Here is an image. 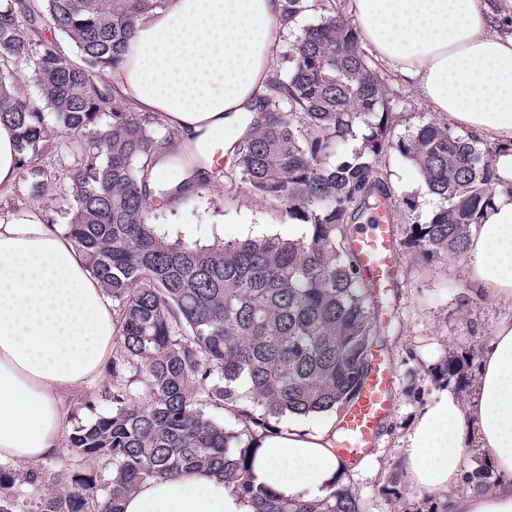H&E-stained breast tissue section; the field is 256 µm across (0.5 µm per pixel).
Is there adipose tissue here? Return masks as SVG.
<instances>
[{
    "label": "adipose tissue",
    "instance_id": "obj_1",
    "mask_svg": "<svg viewBox=\"0 0 512 512\" xmlns=\"http://www.w3.org/2000/svg\"><path fill=\"white\" fill-rule=\"evenodd\" d=\"M354 21L379 60L413 82L449 124L512 143V35L489 0H353ZM288 0H167L136 24L113 94L181 131L210 156L247 130L269 92L273 48ZM475 296L512 302V195L475 225L465 254ZM112 299L58 225L38 208L0 217V464L23 468L58 455L72 409L112 363ZM336 423H296L265 437L253 459L257 483L307 498L335 483ZM479 449L500 475L496 490H465L461 458ZM412 488L449 494V512H512V319L485 342L468 402L451 393L428 406L408 434ZM124 512H253L204 472L149 479Z\"/></svg>",
    "mask_w": 512,
    "mask_h": 512
}]
</instances>
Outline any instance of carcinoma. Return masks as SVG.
Wrapping results in <instances>:
<instances>
[{
  "mask_svg": "<svg viewBox=\"0 0 512 512\" xmlns=\"http://www.w3.org/2000/svg\"><path fill=\"white\" fill-rule=\"evenodd\" d=\"M165 2L0 0V122L17 130L21 169L37 186L51 177L37 161L57 135L77 144L66 234L112 297L118 327L110 386L82 403L89 418L76 419L65 440L68 464L0 466V512H122L145 480L204 469L253 512H364L343 488L282 499L255 485L250 464L257 442L280 432L287 414L336 412L341 449L344 418L387 348L375 316L381 295L353 248L360 218L388 219L376 213L386 196L379 167L392 143L382 80L340 16L305 28L288 79L272 82L249 133L226 153L227 166L258 196L288 204L305 233L169 242L149 223L151 202L204 191L224 166L195 154L186 181L155 190L160 156L186 161L178 130L129 111L96 79L118 68L137 20ZM48 30L67 37L77 58L47 41ZM21 67L48 111L17 92ZM358 130L361 146L334 161ZM397 148L441 200L427 222L411 225L404 246L464 257L499 184L491 154L435 120Z\"/></svg>",
  "mask_w": 512,
  "mask_h": 512,
  "instance_id": "1",
  "label": "carcinoma"
}]
</instances>
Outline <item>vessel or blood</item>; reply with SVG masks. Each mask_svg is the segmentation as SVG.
I'll list each match as a JSON object with an SVG mask.
<instances>
[{"label":"vessel or blood","mask_w":512,"mask_h":512,"mask_svg":"<svg viewBox=\"0 0 512 512\" xmlns=\"http://www.w3.org/2000/svg\"><path fill=\"white\" fill-rule=\"evenodd\" d=\"M395 247L396 240L391 227L384 223L367 225L355 239V249L364 272L375 287L391 286L395 273ZM392 382L391 369L383 364H374L357 404L344 419V428L352 438L351 444L344 450L346 457L358 462L365 458L374 435L391 411Z\"/></svg>","instance_id":"obj_1"}]
</instances>
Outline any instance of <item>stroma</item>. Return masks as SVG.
Returning <instances> with one entry per match:
<instances>
[{"label":"stroma","mask_w":512,"mask_h":512,"mask_svg":"<svg viewBox=\"0 0 512 512\" xmlns=\"http://www.w3.org/2000/svg\"><path fill=\"white\" fill-rule=\"evenodd\" d=\"M303 2L274 50L273 76L282 81L292 70L295 44L304 27L332 12L346 23L354 21L353 0ZM364 51L385 82L395 137L407 136L423 121L436 117L435 108L415 85L378 62L372 46ZM78 161L67 136L57 137L52 151L41 159L52 171V179L39 190L26 178L0 188V213L34 205L47 221L66 225L72 208L66 175ZM380 176L389 193L394 237L404 240L411 225L429 220L439 200L429 192L418 168L397 149L386 151ZM149 221L167 240L203 245L272 234L297 238L305 231L289 217L286 206L253 194L232 172L209 190L153 204ZM396 273L394 296L382 306L379 317L389 328L384 358L394 371L393 410L364 461L338 485L359 495L366 512H448L446 496L420 494L406 483L403 439L420 412L437 402L443 391L463 402L469 399L481 347L497 321L512 317V307L472 296L461 259L427 260L404 248Z\"/></svg>","instance_id":"35a3bbf8"}]
</instances>
